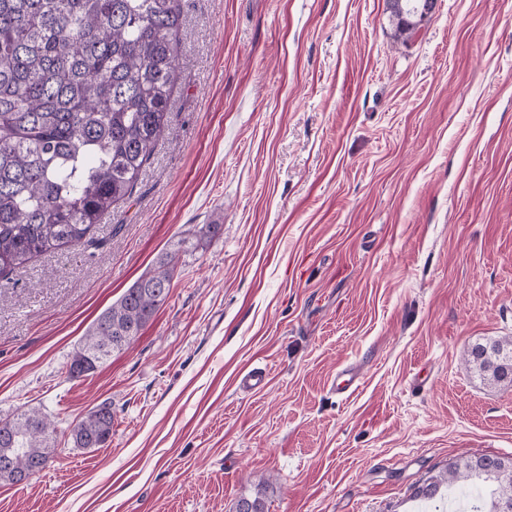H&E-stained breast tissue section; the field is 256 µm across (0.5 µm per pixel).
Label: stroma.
<instances>
[{"instance_id": "obj_1", "label": "stroma", "mask_w": 512, "mask_h": 512, "mask_svg": "<svg viewBox=\"0 0 512 512\" xmlns=\"http://www.w3.org/2000/svg\"><path fill=\"white\" fill-rule=\"evenodd\" d=\"M182 7L168 128L101 247L0 282V419L38 409L64 444L0 482V512H416L452 459L512 456V390L465 363L512 336V0H438L406 41L386 0ZM218 211L132 347L66 379L98 314ZM252 367L264 391L237 387ZM102 403L107 445L74 447Z\"/></svg>"}]
</instances>
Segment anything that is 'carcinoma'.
Wrapping results in <instances>:
<instances>
[{"label":"carcinoma","instance_id":"cac0c4a2","mask_svg":"<svg viewBox=\"0 0 512 512\" xmlns=\"http://www.w3.org/2000/svg\"><path fill=\"white\" fill-rule=\"evenodd\" d=\"M390 11L398 36L409 37ZM181 0H0V278L33 258L69 246L95 248L93 230L134 194L163 136L182 68ZM206 224L197 242L182 238L153 271L126 288L93 321L65 367L88 376L128 348L166 303L181 252L222 231ZM469 368L487 384L512 390V336L476 343ZM76 448H103L112 406L91 409L70 430ZM63 449L47 415L0 420V481L17 483L46 469ZM472 478L493 486L490 503L469 512H500L512 501V457H460L428 478L415 497L432 501L442 486Z\"/></svg>","mask_w":512,"mask_h":512}]
</instances>
